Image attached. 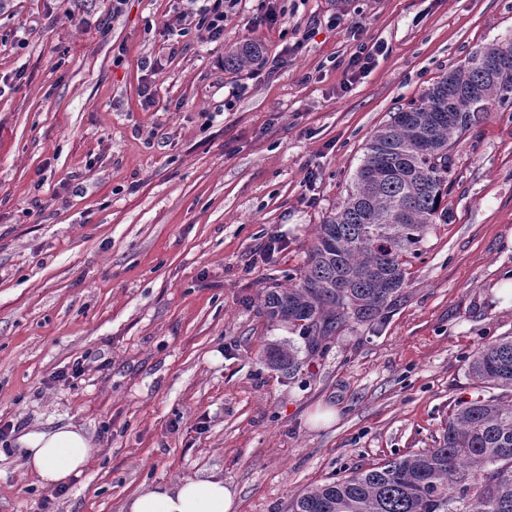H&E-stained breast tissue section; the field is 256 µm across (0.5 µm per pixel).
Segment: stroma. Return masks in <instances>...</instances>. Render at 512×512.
<instances>
[{
	"label": "stroma",
	"mask_w": 512,
	"mask_h": 512,
	"mask_svg": "<svg viewBox=\"0 0 512 512\" xmlns=\"http://www.w3.org/2000/svg\"><path fill=\"white\" fill-rule=\"evenodd\" d=\"M175 7L0 13V420L72 423L99 448L59 495L17 444L0 448V512H122L214 472L236 512H288L327 479L438 447L481 390L471 356L512 335V106L458 136L449 219L405 255L382 324L343 322L311 353L261 306L297 276L376 130L512 36V0H239L213 43L166 30ZM248 40L264 66L225 70ZM362 49L374 65L349 81ZM273 343L295 348L293 372L265 364Z\"/></svg>",
	"instance_id": "obj_1"
}]
</instances>
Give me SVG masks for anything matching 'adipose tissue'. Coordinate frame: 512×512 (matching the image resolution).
<instances>
[{
    "label": "adipose tissue",
    "instance_id": "ef3b65f1",
    "mask_svg": "<svg viewBox=\"0 0 512 512\" xmlns=\"http://www.w3.org/2000/svg\"><path fill=\"white\" fill-rule=\"evenodd\" d=\"M18 442L25 450L24 466L44 487L63 484L81 473L97 448L79 426L60 425L49 430L22 433ZM236 493L223 475L151 485L127 498L123 512H234Z\"/></svg>",
    "mask_w": 512,
    "mask_h": 512
}]
</instances>
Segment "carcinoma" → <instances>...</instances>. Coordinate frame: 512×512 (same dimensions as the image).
I'll return each mask as SVG.
<instances>
[{
	"mask_svg": "<svg viewBox=\"0 0 512 512\" xmlns=\"http://www.w3.org/2000/svg\"><path fill=\"white\" fill-rule=\"evenodd\" d=\"M246 42L224 67L258 66ZM512 103V38L473 51L442 75L419 104L394 114L371 137L347 201L318 225L298 283L263 295L269 319L302 331L312 348L339 323H380L406 287L402 258L448 209L453 137ZM269 366L295 369L293 346L267 349ZM468 373L494 390L457 405L440 447L408 454L295 497L289 512H512V336L473 354Z\"/></svg>",
	"mask_w": 512,
	"mask_h": 512,
	"instance_id": "cac0c4a2",
	"label": "carcinoma"
}]
</instances>
